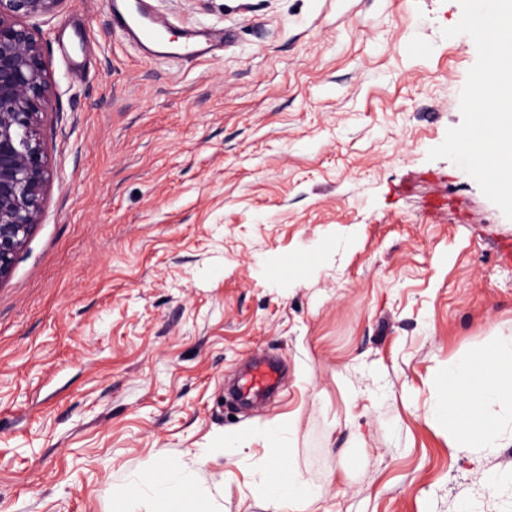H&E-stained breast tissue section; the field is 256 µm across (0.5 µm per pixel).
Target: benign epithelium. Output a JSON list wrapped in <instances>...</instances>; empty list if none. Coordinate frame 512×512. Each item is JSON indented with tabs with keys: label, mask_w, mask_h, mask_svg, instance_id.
Listing matches in <instances>:
<instances>
[{
	"label": "benign epithelium",
	"mask_w": 512,
	"mask_h": 512,
	"mask_svg": "<svg viewBox=\"0 0 512 512\" xmlns=\"http://www.w3.org/2000/svg\"><path fill=\"white\" fill-rule=\"evenodd\" d=\"M62 0H0V281L43 213L48 164L40 134L49 107L44 48L24 20Z\"/></svg>",
	"instance_id": "7a95c632"
}]
</instances>
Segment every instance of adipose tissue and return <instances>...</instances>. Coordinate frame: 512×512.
<instances>
[{
	"mask_svg": "<svg viewBox=\"0 0 512 512\" xmlns=\"http://www.w3.org/2000/svg\"><path fill=\"white\" fill-rule=\"evenodd\" d=\"M432 415L448 425L451 444L477 457L512 446V334L498 337L490 351L449 367ZM274 458L257 462L258 490L273 512H307L315 493L288 461L284 424L265 434ZM113 512H221L215 496L184 465H166L130 475L112 502Z\"/></svg>",
	"mask_w": 512,
	"mask_h": 512,
	"instance_id": "ef3b65f1",
	"label": "adipose tissue"
}]
</instances>
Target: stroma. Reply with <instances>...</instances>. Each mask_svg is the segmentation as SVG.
Returning a JSON list of instances; mask_svg holds the SVG:
<instances>
[{
	"instance_id": "obj_1",
	"label": "stroma",
	"mask_w": 512,
	"mask_h": 512,
	"mask_svg": "<svg viewBox=\"0 0 512 512\" xmlns=\"http://www.w3.org/2000/svg\"><path fill=\"white\" fill-rule=\"evenodd\" d=\"M146 54L106 0L29 19L46 44L39 224L0 282V512H112L132 473L206 461L223 512H266L290 422L308 512H512L429 410L512 333V219L447 159L477 59L458 0H147ZM224 33L190 61L186 31ZM271 400L224 385L252 359ZM235 451L228 463L227 451ZM277 380V371L271 364H260L243 384L248 393H256L272 387Z\"/></svg>"
}]
</instances>
